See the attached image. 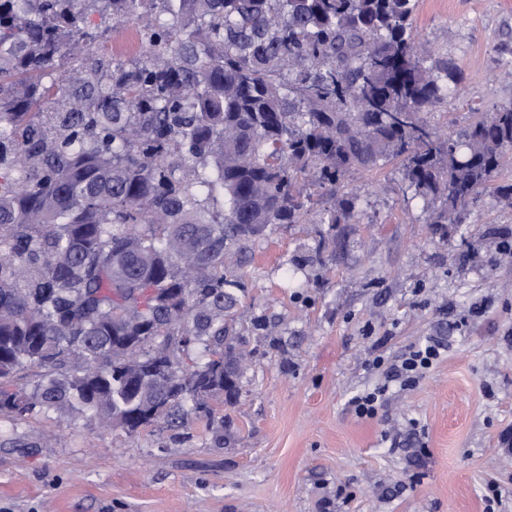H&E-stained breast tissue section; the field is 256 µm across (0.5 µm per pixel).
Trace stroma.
<instances>
[{
  "label": "stroma",
  "mask_w": 512,
  "mask_h": 512,
  "mask_svg": "<svg viewBox=\"0 0 512 512\" xmlns=\"http://www.w3.org/2000/svg\"><path fill=\"white\" fill-rule=\"evenodd\" d=\"M413 28L453 59L465 89L425 113L458 137L474 112L512 102V0H418ZM360 223L303 264L329 227L308 215L256 240L233 316L256 354L230 435L213 444L204 422L173 442L150 427L120 431L33 420L0 429V512H485L488 482L512 512V206L480 190L462 223L439 230L406 191L400 160L346 174ZM438 336L447 353L419 384L388 385L372 419L355 395L385 383L393 363ZM386 384V383H385Z\"/></svg>",
  "instance_id": "1"
}]
</instances>
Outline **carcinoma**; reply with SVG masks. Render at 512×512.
<instances>
[{
	"mask_svg": "<svg viewBox=\"0 0 512 512\" xmlns=\"http://www.w3.org/2000/svg\"><path fill=\"white\" fill-rule=\"evenodd\" d=\"M417 0H0V419L121 430L219 408L246 355L227 317L253 242L358 219L344 175L391 159L430 224L512 153V104L458 139L421 118L458 65L420 45ZM99 16L90 26L88 12ZM135 26L132 56L91 55Z\"/></svg>",
	"mask_w": 512,
	"mask_h": 512,
	"instance_id": "1",
	"label": "carcinoma"
}]
</instances>
